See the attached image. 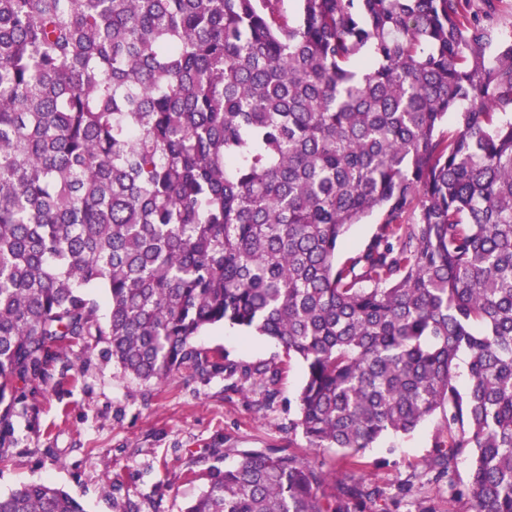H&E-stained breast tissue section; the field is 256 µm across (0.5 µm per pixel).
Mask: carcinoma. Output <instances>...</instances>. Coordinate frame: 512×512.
Listing matches in <instances>:
<instances>
[{
  "mask_svg": "<svg viewBox=\"0 0 512 512\" xmlns=\"http://www.w3.org/2000/svg\"><path fill=\"white\" fill-rule=\"evenodd\" d=\"M297 2L0 0V424L92 338L274 394L195 345L222 323L304 364L294 427L338 477L248 451L185 512H391L361 460L438 411L433 478L466 457L451 498L512 512V33L498 0ZM0 512L86 509L36 483ZM374 222L375 220L372 217L363 224H354L350 228L338 248L336 258L339 261L346 260L365 246L375 229L376 224Z\"/></svg>",
  "mask_w": 512,
  "mask_h": 512,
  "instance_id": "obj_1",
  "label": "carcinoma"
}]
</instances>
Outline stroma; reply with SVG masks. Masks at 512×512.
<instances>
[{"mask_svg": "<svg viewBox=\"0 0 512 512\" xmlns=\"http://www.w3.org/2000/svg\"><path fill=\"white\" fill-rule=\"evenodd\" d=\"M195 344L242 365H276L274 391L185 371L144 381L125 374L102 341L86 352L60 351L44 380L20 385L0 429V494L45 482L69 492L87 512H183L207 487L211 468L235 465L245 451H305L335 472V449L308 451L294 427L300 361L270 338L221 325L204 330ZM445 435L444 417L435 413L411 432L381 439L360 472L397 499V512H415L421 501L437 512H466L465 501H451L447 480L427 471Z\"/></svg>", "mask_w": 512, "mask_h": 512, "instance_id": "1", "label": "stroma"}]
</instances>
